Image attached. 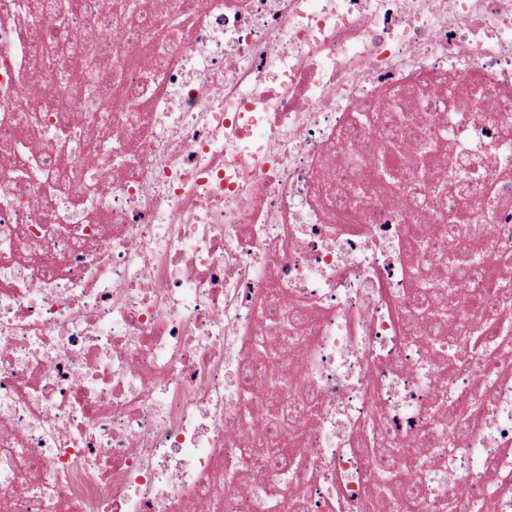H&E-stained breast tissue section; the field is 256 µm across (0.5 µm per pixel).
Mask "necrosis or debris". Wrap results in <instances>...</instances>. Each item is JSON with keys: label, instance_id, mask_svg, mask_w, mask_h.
Returning <instances> with one entry per match:
<instances>
[{"label": "necrosis or debris", "instance_id": "obj_1", "mask_svg": "<svg viewBox=\"0 0 512 512\" xmlns=\"http://www.w3.org/2000/svg\"><path fill=\"white\" fill-rule=\"evenodd\" d=\"M0 0V505L6 512H363L367 426L401 451L449 400L476 394L468 433L439 438L415 512H512V352L439 379L461 318L434 348L405 316L448 210L414 212L366 162L421 179L447 165L431 133L455 110L450 153L487 155L497 204L464 251L512 250V0ZM147 23L102 46L94 23ZM96 53L112 93L62 86L47 31ZM422 117L385 143L362 122ZM428 227L426 252L406 246ZM278 295L301 324L264 313ZM296 427L248 431L243 374L258 342ZM276 442L284 468L250 456Z\"/></svg>", "mask_w": 512, "mask_h": 512}]
</instances>
